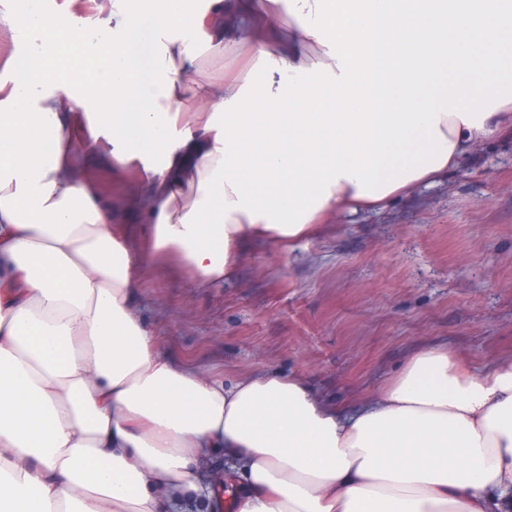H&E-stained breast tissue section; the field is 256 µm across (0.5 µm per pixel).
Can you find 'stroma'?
<instances>
[{
	"mask_svg": "<svg viewBox=\"0 0 512 512\" xmlns=\"http://www.w3.org/2000/svg\"><path fill=\"white\" fill-rule=\"evenodd\" d=\"M82 17L87 39L110 15L82 0H0ZM137 313L161 350L209 377L299 373L336 404L379 390L419 349L485 370L512 361V132L383 209L342 215L283 251L258 241L236 275L198 287L154 272Z\"/></svg>",
	"mask_w": 512,
	"mask_h": 512,
	"instance_id": "stroma-1",
	"label": "stroma"
}]
</instances>
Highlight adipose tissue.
Returning <instances> with one entry per match:
<instances>
[{
    "label": "adipose tissue",
    "instance_id": "obj_1",
    "mask_svg": "<svg viewBox=\"0 0 512 512\" xmlns=\"http://www.w3.org/2000/svg\"><path fill=\"white\" fill-rule=\"evenodd\" d=\"M0 26L39 41L0 83V512H177L219 448L234 512H512V362L425 348L329 405L294 373L175 363L135 308L144 269L224 282L254 241L383 208L512 124V0H113L94 42L73 14ZM92 171L143 192L136 251Z\"/></svg>",
    "mask_w": 512,
    "mask_h": 512
}]
</instances>
